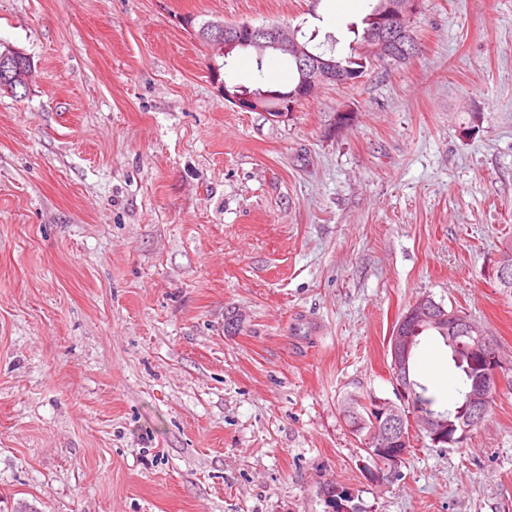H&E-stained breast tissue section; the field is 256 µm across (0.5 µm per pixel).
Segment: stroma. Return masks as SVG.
<instances>
[{"label": "stroma", "mask_w": 512, "mask_h": 512, "mask_svg": "<svg viewBox=\"0 0 512 512\" xmlns=\"http://www.w3.org/2000/svg\"><path fill=\"white\" fill-rule=\"evenodd\" d=\"M325 0H0L29 57L0 91V512H512V0H421L419 45L288 120L224 102L195 34L280 24L348 50ZM348 115L339 124V115ZM421 295L504 364L463 447L411 439L373 481L338 414L395 399ZM453 401L440 339L415 370ZM321 494L329 512H360L357 505H349L354 498L344 488L339 489L334 484H326L322 488ZM326 495L329 496L327 500L324 499Z\"/></svg>", "instance_id": "1"}]
</instances>
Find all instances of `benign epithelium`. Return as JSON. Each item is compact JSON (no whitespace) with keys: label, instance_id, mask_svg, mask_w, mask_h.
Listing matches in <instances>:
<instances>
[{"label":"benign epithelium","instance_id":"7a95c632","mask_svg":"<svg viewBox=\"0 0 512 512\" xmlns=\"http://www.w3.org/2000/svg\"><path fill=\"white\" fill-rule=\"evenodd\" d=\"M420 0H387L382 14L376 18L373 33L368 40L375 44V50L384 56H394L393 47L408 33L412 17L418 12ZM196 35L205 42L212 56L225 55L236 47L248 49L261 57L272 50L289 54L297 60L302 68V80L295 97L307 100L316 90L329 81H348L346 76L336 72V64L315 55L296 31L288 26L256 27L243 22L226 24L222 21L203 22ZM224 101L246 112H265L267 107L263 99L256 96H242L223 90ZM497 274L501 283L512 285V253L503 252L497 258ZM428 324L451 334L450 341L460 338L470 342L471 365L474 376L467 401L458 418L451 424L442 420L429 418L422 422L430 442L435 446H452L456 441L466 438L482 423L488 409V401L500 383L502 362L496 346L484 335H472L469 321L460 315H452L447 309L429 296L417 299L401 317L389 336L388 344L392 367L401 378L396 386L399 394H405L403 369L413 348L415 337L412 329L421 324ZM377 414L375 421L376 437L366 440L370 454L382 467L376 472L377 479L392 473L406 457L409 442L406 420L402 407L397 403L375 395L366 401Z\"/></svg>","mask_w":512,"mask_h":512}]
</instances>
